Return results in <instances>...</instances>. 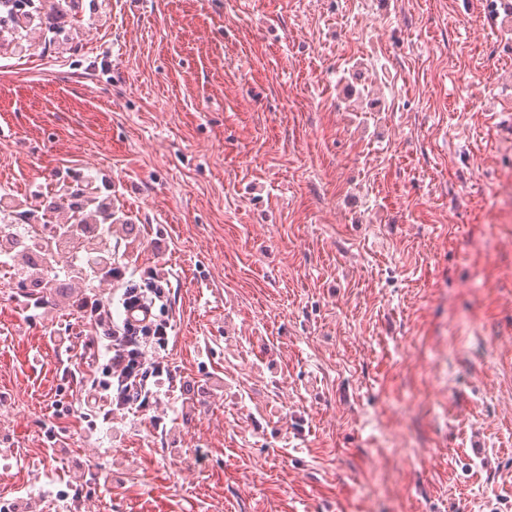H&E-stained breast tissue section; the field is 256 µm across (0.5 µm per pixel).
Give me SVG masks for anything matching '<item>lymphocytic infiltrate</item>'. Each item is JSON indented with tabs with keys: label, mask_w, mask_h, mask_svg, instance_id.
<instances>
[{
	"label": "lymphocytic infiltrate",
	"mask_w": 512,
	"mask_h": 512,
	"mask_svg": "<svg viewBox=\"0 0 512 512\" xmlns=\"http://www.w3.org/2000/svg\"><path fill=\"white\" fill-rule=\"evenodd\" d=\"M86 234L81 224H53L46 229L42 250L47 267L22 273L23 278L41 280L40 291L25 297L24 311L33 314L49 308L54 270L84 280L86 288L76 294L71 308L90 330L88 346L102 352L107 364L101 380L89 379L83 356L75 358L69 371L81 387L78 408L82 420L97 418L107 423L116 414L146 413L157 436L167 438L169 416L186 413L176 405V379L169 365L156 357L169 344L171 324L155 313V304L166 297L169 282L156 278L148 288H141L128 278L129 267L117 251L107 260L96 248L63 253L65 244Z\"/></svg>",
	"instance_id": "1"
}]
</instances>
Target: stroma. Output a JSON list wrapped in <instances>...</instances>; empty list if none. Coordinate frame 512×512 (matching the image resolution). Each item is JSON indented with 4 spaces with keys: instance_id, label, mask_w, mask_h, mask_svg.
<instances>
[{
    "instance_id": "stroma-1",
    "label": "stroma",
    "mask_w": 512,
    "mask_h": 512,
    "mask_svg": "<svg viewBox=\"0 0 512 512\" xmlns=\"http://www.w3.org/2000/svg\"><path fill=\"white\" fill-rule=\"evenodd\" d=\"M476 2L86 0L38 56L0 46V184L109 190L126 261L173 274L197 407L177 448L54 417L73 292L0 297V501L55 512L77 476L86 512H512V37ZM359 53L393 111L338 109Z\"/></svg>"
}]
</instances>
